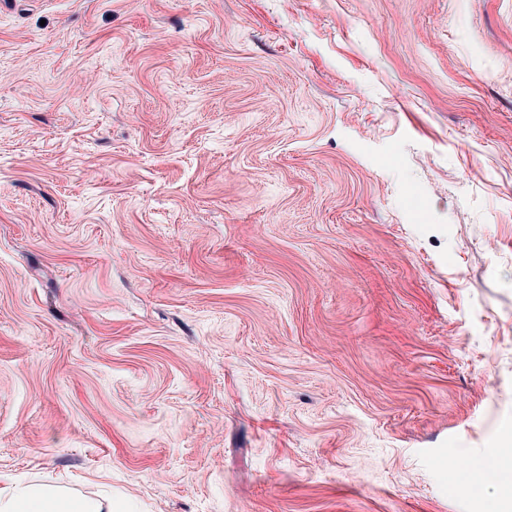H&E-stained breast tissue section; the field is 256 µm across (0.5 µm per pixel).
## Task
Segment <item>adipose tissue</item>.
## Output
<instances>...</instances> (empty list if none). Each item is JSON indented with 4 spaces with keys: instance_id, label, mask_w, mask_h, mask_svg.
Listing matches in <instances>:
<instances>
[{
    "instance_id": "adipose-tissue-1",
    "label": "adipose tissue",
    "mask_w": 512,
    "mask_h": 512,
    "mask_svg": "<svg viewBox=\"0 0 512 512\" xmlns=\"http://www.w3.org/2000/svg\"><path fill=\"white\" fill-rule=\"evenodd\" d=\"M0 512H115L111 499L89 498L51 485L12 482L0 486Z\"/></svg>"
}]
</instances>
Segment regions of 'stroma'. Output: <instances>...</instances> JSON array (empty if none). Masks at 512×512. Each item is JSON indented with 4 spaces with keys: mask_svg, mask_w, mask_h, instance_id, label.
Instances as JSON below:
<instances>
[{
    "mask_svg": "<svg viewBox=\"0 0 512 512\" xmlns=\"http://www.w3.org/2000/svg\"><path fill=\"white\" fill-rule=\"evenodd\" d=\"M512 0H0V480L123 512H493Z\"/></svg>",
    "mask_w": 512,
    "mask_h": 512,
    "instance_id": "obj_1",
    "label": "stroma"
}]
</instances>
